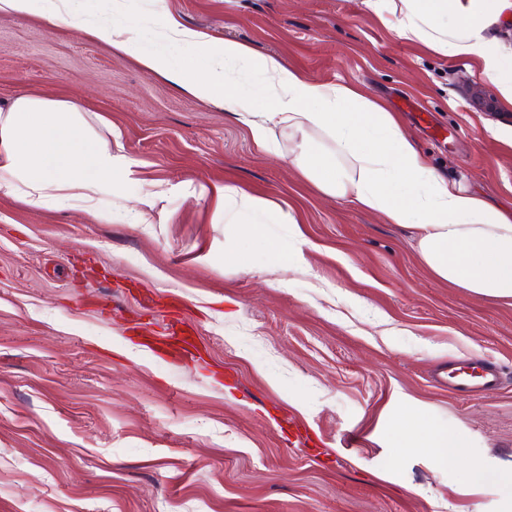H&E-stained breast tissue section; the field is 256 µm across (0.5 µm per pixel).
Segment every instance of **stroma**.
I'll list each match as a JSON object with an SVG mask.
<instances>
[{
	"label": "stroma",
	"mask_w": 512,
	"mask_h": 512,
	"mask_svg": "<svg viewBox=\"0 0 512 512\" xmlns=\"http://www.w3.org/2000/svg\"><path fill=\"white\" fill-rule=\"evenodd\" d=\"M0 16V106L88 104L132 163L94 210L0 192V512H512V303L437 280L414 229L323 196L272 126L260 150L223 108L101 40ZM326 83L363 86L429 165L512 209V116L472 63L399 40L366 0H127ZM160 184L151 207L136 197ZM227 184L290 212L268 239L198 196ZM195 356L147 345L174 318ZM497 365L492 396L449 390V363ZM413 413L461 433L463 460L404 448ZM482 474H475L474 465Z\"/></svg>",
	"instance_id": "obj_1"
}]
</instances>
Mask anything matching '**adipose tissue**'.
<instances>
[{
    "instance_id": "ef3b65f1",
    "label": "adipose tissue",
    "mask_w": 512,
    "mask_h": 512,
    "mask_svg": "<svg viewBox=\"0 0 512 512\" xmlns=\"http://www.w3.org/2000/svg\"><path fill=\"white\" fill-rule=\"evenodd\" d=\"M398 39L448 58L473 61V76L493 82L512 108V56L495 27L512 0H367ZM88 35L181 90L223 107L244 123L254 143L272 150L271 125L301 135L296 162L324 195L346 198L390 223L413 227L431 273L487 301L512 299V212L449 181L428 164L396 113L358 86L313 80L281 58L232 41L214 42L166 16L153 34L134 26L88 23ZM197 49L194 65L173 47ZM262 99L266 111L250 107ZM82 104L19 96L0 108V190L36 207L92 204L131 172L84 119ZM324 134L326 144L305 141ZM408 447L440 462L464 455L457 432L416 419L399 425Z\"/></svg>"
}]
</instances>
